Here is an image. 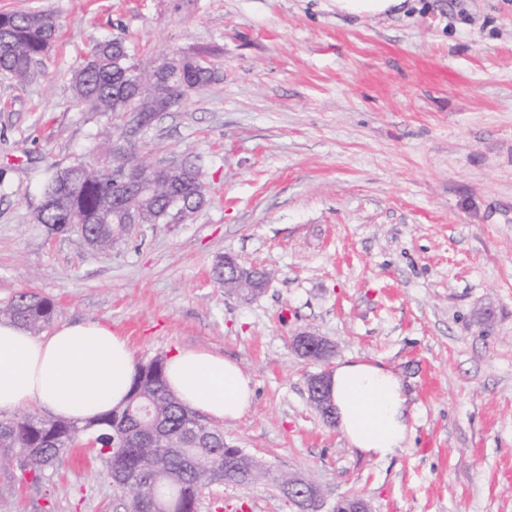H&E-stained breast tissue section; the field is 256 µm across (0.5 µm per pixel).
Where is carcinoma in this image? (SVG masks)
I'll return each instance as SVG.
<instances>
[{
	"instance_id": "cac0c4a2",
	"label": "carcinoma",
	"mask_w": 512,
	"mask_h": 512,
	"mask_svg": "<svg viewBox=\"0 0 512 512\" xmlns=\"http://www.w3.org/2000/svg\"><path fill=\"white\" fill-rule=\"evenodd\" d=\"M57 36V23L41 12L0 14V72L17 80L30 78L42 63ZM167 73L149 71L132 61L123 42L97 43L89 63L71 74L77 97L94 112L143 111L144 124L153 107L172 98L185 99L190 91L216 79L211 62L196 56H173L163 61ZM131 162L114 155L101 165L86 161L52 172L44 181L41 198L59 197L53 207L36 206L35 220L55 234H66L84 225L89 246L108 251L123 237V219L112 212L110 174ZM153 184L151 197L138 203L141 222L156 224L170 217L171 202L187 198L198 207L205 192L200 166L190 165L173 186L168 171L141 167ZM55 304L33 291L15 295L0 306V320L10 319L38 335L57 316ZM188 409L171 393L166 381L165 359L155 357L139 366L126 405L83 425L75 421L42 418L35 414L0 417V461L23 458L14 482L39 483L55 462L78 444L94 443L88 451L107 467V476L128 495L127 512H195L203 489L214 484L250 485L268 469L247 452L227 444L224 432L211 427L193 449L196 468L188 470L180 448L185 445ZM140 424L153 440L128 439V428Z\"/></svg>"
}]
</instances>
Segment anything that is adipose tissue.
I'll use <instances>...</instances> for the list:
<instances>
[{"label": "adipose tissue", "mask_w": 512, "mask_h": 512, "mask_svg": "<svg viewBox=\"0 0 512 512\" xmlns=\"http://www.w3.org/2000/svg\"><path fill=\"white\" fill-rule=\"evenodd\" d=\"M138 363L125 338L91 322L58 325L34 335L0 321V411L39 407L84 421L125 405ZM167 383L189 408L235 421L253 403L249 378L232 360L183 349L167 361ZM336 420L349 445L385 459L404 448L411 427L400 379L375 362L347 360L329 375Z\"/></svg>", "instance_id": "1"}]
</instances>
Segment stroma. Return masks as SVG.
<instances>
[{"label": "stroma", "mask_w": 512, "mask_h": 512, "mask_svg": "<svg viewBox=\"0 0 512 512\" xmlns=\"http://www.w3.org/2000/svg\"><path fill=\"white\" fill-rule=\"evenodd\" d=\"M59 25L31 80L0 74V302L26 289L58 323L126 336L138 363L188 348L235 360L254 402L220 423L267 478L204 489L197 512H298L277 478L357 494L375 512H512V0H410L386 18L324 0H0ZM134 61L203 52L217 78L152 124L88 111L70 73L94 44ZM125 135L159 166L202 162L206 203L138 224L111 251L34 220L49 173ZM232 255L271 279L250 302L211 277ZM325 337L322 365L292 336ZM400 379L412 435L374 460L310 404L347 359ZM0 467L16 512H126L90 454L36 485Z\"/></svg>", "instance_id": "stroma-1"}]
</instances>
